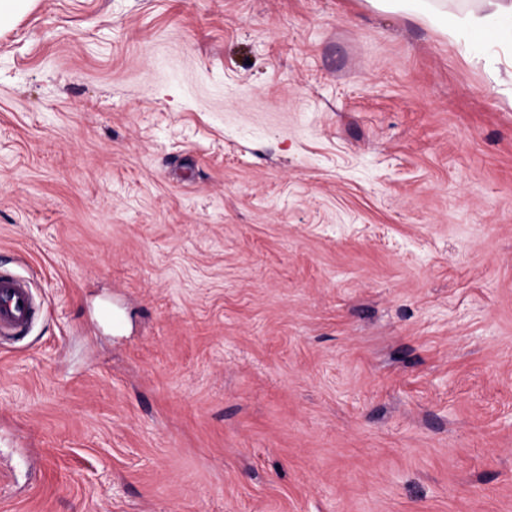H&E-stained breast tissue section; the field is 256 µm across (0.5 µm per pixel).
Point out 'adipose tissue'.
I'll list each match as a JSON object with an SVG mask.
<instances>
[{"label":"adipose tissue","mask_w":512,"mask_h":512,"mask_svg":"<svg viewBox=\"0 0 512 512\" xmlns=\"http://www.w3.org/2000/svg\"><path fill=\"white\" fill-rule=\"evenodd\" d=\"M383 11H400L455 42L463 33L493 35L501 48L512 51V0H479L477 7L462 13L435 6V0H369Z\"/></svg>","instance_id":"1"}]
</instances>
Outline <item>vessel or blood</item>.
<instances>
[{"instance_id": "b4317fda", "label": "vessel or blood", "mask_w": 512, "mask_h": 512, "mask_svg": "<svg viewBox=\"0 0 512 512\" xmlns=\"http://www.w3.org/2000/svg\"><path fill=\"white\" fill-rule=\"evenodd\" d=\"M36 317L29 280L15 273H0V336L16 339L27 335Z\"/></svg>"}]
</instances>
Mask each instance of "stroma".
<instances>
[{"label": "stroma", "mask_w": 512, "mask_h": 512, "mask_svg": "<svg viewBox=\"0 0 512 512\" xmlns=\"http://www.w3.org/2000/svg\"><path fill=\"white\" fill-rule=\"evenodd\" d=\"M499 69L369 0H37L0 512H512ZM37 317L34 293L28 279L9 272L0 273V336H26Z\"/></svg>", "instance_id": "35a3bbf8"}]
</instances>
